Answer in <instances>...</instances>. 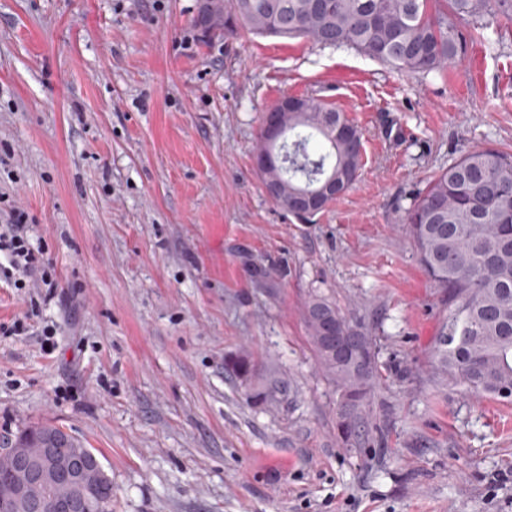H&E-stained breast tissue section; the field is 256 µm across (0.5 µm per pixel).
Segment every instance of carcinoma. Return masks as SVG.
<instances>
[{"instance_id":"cac0c4a2","label":"carcinoma","mask_w":512,"mask_h":512,"mask_svg":"<svg viewBox=\"0 0 512 512\" xmlns=\"http://www.w3.org/2000/svg\"><path fill=\"white\" fill-rule=\"evenodd\" d=\"M208 29L203 40L235 36L307 38L321 45H351L363 55L398 72H441L461 61L470 39L461 23L480 28L512 21V0H208ZM277 144L284 155L278 170L280 196L275 204L292 214L295 193L314 190L336 175V192L322 196L323 212L357 181L362 169L363 134L333 105L311 97L283 115ZM512 210V155L494 149L472 150L432 179L404 212L403 222L426 273L448 292L452 309L438 333L431 369L450 385L502 404L512 403V225L500 214ZM336 317L337 346L360 340L357 355L367 366L354 372L323 352L315 312ZM317 361L339 390L338 436L348 445L362 437L366 407L376 374L375 346L365 325L349 320L328 297L314 294L304 311ZM242 380L256 374L252 356L242 353L225 363ZM18 447L33 459L51 446L69 454L81 447L51 423L18 429ZM7 457H0V512H24L7 487ZM112 483L101 473L83 485L61 486L44 480L29 488L52 512L54 500L70 496L83 512H112L100 498L98 483Z\"/></svg>"}]
</instances>
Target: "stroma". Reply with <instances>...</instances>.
Returning <instances> with one entry per match:
<instances>
[{"label":"stroma","mask_w":512,"mask_h":512,"mask_svg":"<svg viewBox=\"0 0 512 512\" xmlns=\"http://www.w3.org/2000/svg\"><path fill=\"white\" fill-rule=\"evenodd\" d=\"M195 4L0 0V225L23 210L57 282L0 276V323L27 319L0 335V428L90 448L112 512H512V405L432 378L448 297L403 229L465 152L512 153V26L422 75L302 38L204 44ZM286 93L363 133L359 179L306 220L254 164ZM317 291L375 345L351 447L303 318ZM243 352L272 402L225 372Z\"/></svg>","instance_id":"35a3bbf8"}]
</instances>
